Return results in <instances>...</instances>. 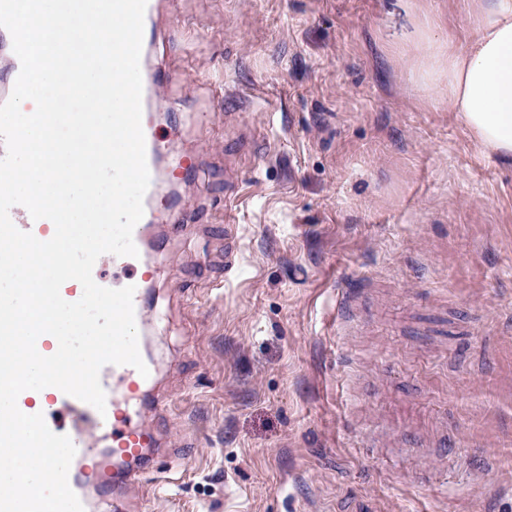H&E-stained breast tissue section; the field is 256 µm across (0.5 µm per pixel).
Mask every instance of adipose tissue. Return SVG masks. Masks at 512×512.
<instances>
[{"label": "adipose tissue", "mask_w": 512, "mask_h": 512, "mask_svg": "<svg viewBox=\"0 0 512 512\" xmlns=\"http://www.w3.org/2000/svg\"><path fill=\"white\" fill-rule=\"evenodd\" d=\"M471 33L436 42L425 17L419 74L448 86V104L469 143L485 158L512 165V0H468Z\"/></svg>", "instance_id": "ef3b65f1"}]
</instances>
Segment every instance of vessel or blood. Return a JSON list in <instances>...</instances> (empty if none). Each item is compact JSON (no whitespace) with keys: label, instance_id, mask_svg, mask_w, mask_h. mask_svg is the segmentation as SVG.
<instances>
[{"label":"vessel or blood","instance_id":"obj_1","mask_svg":"<svg viewBox=\"0 0 512 512\" xmlns=\"http://www.w3.org/2000/svg\"><path fill=\"white\" fill-rule=\"evenodd\" d=\"M143 132L146 161L152 173L146 195L156 198L161 194V181L155 174V133L148 125L144 126ZM10 218L18 229L32 233L38 240H49L55 233L52 221L32 219L28 210L20 205L11 208ZM112 265L127 271L126 282L135 288L134 310L142 312L144 288L147 281L154 278V268L137 266L132 257L117 255L113 256ZM99 378L106 394V410L102 413L55 387L26 390L17 399L23 413L43 414L53 433L70 437L76 448L71 467L81 473L79 480L70 484L74 490L79 485L90 483L115 490L136 483L140 473L152 466L154 450L161 445L160 434L142 422L146 412L143 396L148 379L132 366L113 364L102 367ZM96 435L109 439L111 462L99 461L92 443ZM91 461L98 464V470L92 476L85 472L87 463Z\"/></svg>","mask_w":512,"mask_h":512}]
</instances>
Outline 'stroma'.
I'll return each instance as SVG.
<instances>
[{
    "instance_id": "obj_1",
    "label": "stroma",
    "mask_w": 512,
    "mask_h": 512,
    "mask_svg": "<svg viewBox=\"0 0 512 512\" xmlns=\"http://www.w3.org/2000/svg\"><path fill=\"white\" fill-rule=\"evenodd\" d=\"M467 2L160 4L161 205L195 221L143 253L149 396L168 401L149 418L175 452L127 512H512V166L417 83L411 45L425 10L439 40L470 30ZM443 434L447 471L417 482Z\"/></svg>"
}]
</instances>
